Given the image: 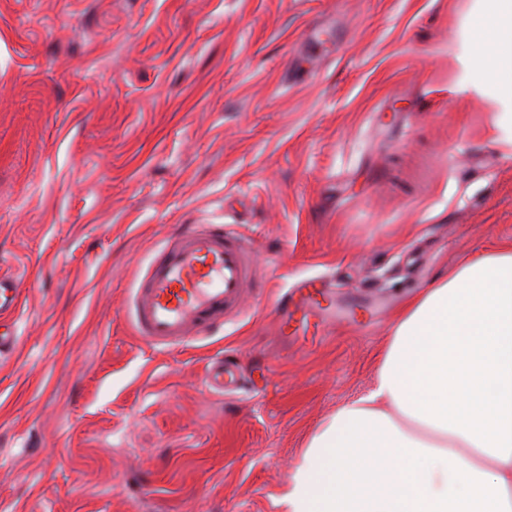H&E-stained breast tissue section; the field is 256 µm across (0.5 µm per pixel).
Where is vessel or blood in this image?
<instances>
[{
    "label": "vessel or blood",
    "instance_id": "1",
    "mask_svg": "<svg viewBox=\"0 0 512 512\" xmlns=\"http://www.w3.org/2000/svg\"><path fill=\"white\" fill-rule=\"evenodd\" d=\"M253 249V241L223 224L183 231L154 255L133 290L135 333L152 345L169 346L223 326L240 312L254 281ZM324 299V289L313 282L291 292L280 310L281 335L304 341L319 336L328 319ZM237 380L235 366L225 359L207 376L218 394L235 392Z\"/></svg>",
    "mask_w": 512,
    "mask_h": 512
}]
</instances>
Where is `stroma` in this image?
<instances>
[{
    "mask_svg": "<svg viewBox=\"0 0 512 512\" xmlns=\"http://www.w3.org/2000/svg\"><path fill=\"white\" fill-rule=\"evenodd\" d=\"M471 4L0 0V512H285L405 303L512 237L503 116L460 87ZM191 224L251 239L261 291L158 348L128 302ZM317 276L336 319L304 347L276 302ZM237 371L228 360L217 361L209 370L207 382L212 391L218 394L236 392Z\"/></svg>",
    "mask_w": 512,
    "mask_h": 512,
    "instance_id": "1",
    "label": "stroma"
}]
</instances>
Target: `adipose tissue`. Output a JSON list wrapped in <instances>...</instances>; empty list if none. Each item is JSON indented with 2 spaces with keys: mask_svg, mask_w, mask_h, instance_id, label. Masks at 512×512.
Returning a JSON list of instances; mask_svg holds the SVG:
<instances>
[{
  "mask_svg": "<svg viewBox=\"0 0 512 512\" xmlns=\"http://www.w3.org/2000/svg\"><path fill=\"white\" fill-rule=\"evenodd\" d=\"M463 69L512 113V0H474ZM286 512H512V240L422 288L370 393L337 408Z\"/></svg>",
  "mask_w": 512,
  "mask_h": 512,
  "instance_id": "adipose-tissue-1",
  "label": "adipose tissue"
}]
</instances>
